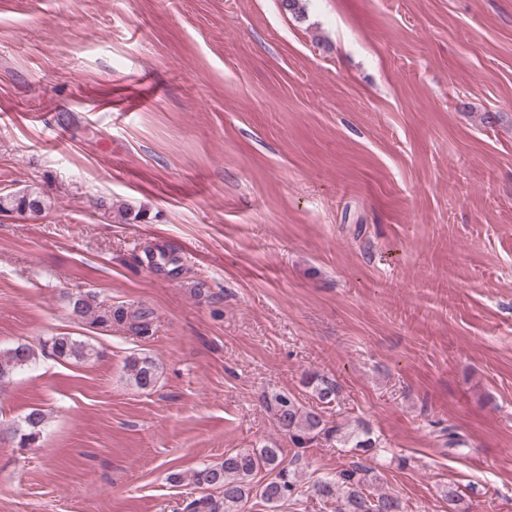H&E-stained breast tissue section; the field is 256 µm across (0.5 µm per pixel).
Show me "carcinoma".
<instances>
[{
    "mask_svg": "<svg viewBox=\"0 0 512 512\" xmlns=\"http://www.w3.org/2000/svg\"><path fill=\"white\" fill-rule=\"evenodd\" d=\"M12 208L18 212L39 214L45 209L44 200L36 192L22 195L1 196L0 209ZM74 316L98 323L125 325L133 334L144 337L150 331L149 314L144 311H128L123 306L104 308L90 292L81 293L73 300ZM51 353L58 358L88 361L97 356L90 345L70 336L51 339ZM36 360L35 350L27 344L0 350V383L6 382L18 371ZM128 372L141 388L146 389L157 381V366L148 358H133L126 364ZM307 385L312 387L314 399L319 404L336 400V382L323 377H312ZM266 407L276 427L288 435L296 448H305L320 438L336 439L355 454L356 460L332 476L321 477L307 487L332 512H403L400 499L389 493L374 491L378 476L365 461L377 450V441L366 428L345 431L343 427H328L321 412L303 404L288 392H277L266 398ZM45 414L40 409L31 410L24 422L27 433L23 438L34 441L39 438ZM299 459L285 462L278 448L246 449L224 457L215 465H206L193 474V483L207 494L191 500L187 512H244L245 505L255 499L265 505L267 512H281L289 501L298 500L304 490L301 487ZM261 479H256L257 475ZM215 490L219 495L210 494Z\"/></svg>",
    "mask_w": 512,
    "mask_h": 512,
    "instance_id": "cac0c4a2",
    "label": "carcinoma"
}]
</instances>
